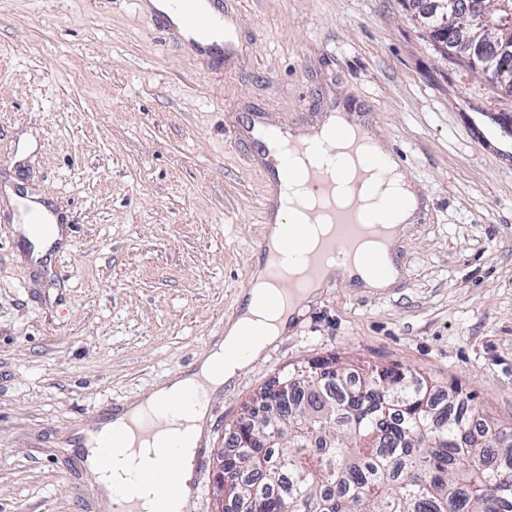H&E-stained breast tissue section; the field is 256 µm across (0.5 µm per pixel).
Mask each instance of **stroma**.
Returning a JSON list of instances; mask_svg holds the SVG:
<instances>
[{"label": "stroma", "mask_w": 512, "mask_h": 512, "mask_svg": "<svg viewBox=\"0 0 512 512\" xmlns=\"http://www.w3.org/2000/svg\"><path fill=\"white\" fill-rule=\"evenodd\" d=\"M233 60L135 0H0V512H112L77 416L146 397L220 342L268 194L251 123L371 106L425 195L392 287L333 281L210 406L196 504L261 387L331 355L398 364L512 429V89L436 51L405 0H223ZM65 238L34 258L19 198Z\"/></svg>", "instance_id": "35a3bbf8"}]
</instances>
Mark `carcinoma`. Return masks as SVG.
Listing matches in <instances>:
<instances>
[{"mask_svg": "<svg viewBox=\"0 0 512 512\" xmlns=\"http://www.w3.org/2000/svg\"><path fill=\"white\" fill-rule=\"evenodd\" d=\"M253 412L224 512H512V430L407 368L317 359Z\"/></svg>", "mask_w": 512, "mask_h": 512, "instance_id": "1", "label": "carcinoma"}]
</instances>
